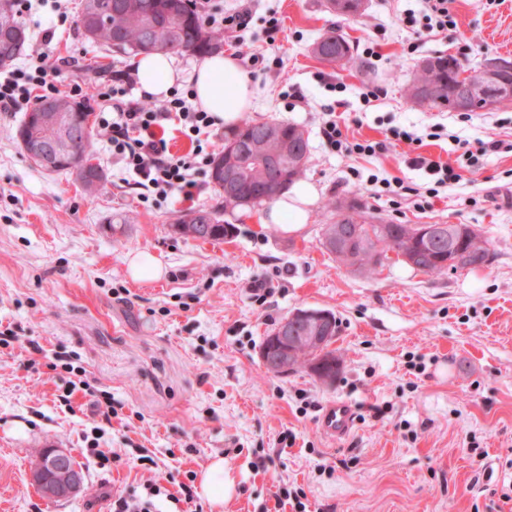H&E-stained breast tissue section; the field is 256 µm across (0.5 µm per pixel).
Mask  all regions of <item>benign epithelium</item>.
<instances>
[{"mask_svg":"<svg viewBox=\"0 0 512 512\" xmlns=\"http://www.w3.org/2000/svg\"><path fill=\"white\" fill-rule=\"evenodd\" d=\"M484 98L479 84L468 79L460 81L456 95L459 109H467ZM407 233L428 248L434 247L443 236L442 227L429 224L410 226ZM338 334L339 322L334 312L298 308L279 323L262 347L260 358L268 371L286 375L294 370L297 347L302 345L314 357L313 374L323 385L331 387L342 370V362L332 349ZM30 480L41 496L50 502L71 498L84 487L83 471L62 448L44 449L32 467Z\"/></svg>","mask_w":512,"mask_h":512,"instance_id":"7a95c632","label":"benign epithelium"}]
</instances>
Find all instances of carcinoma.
<instances>
[{"label":"carcinoma","instance_id":"obj_1","mask_svg":"<svg viewBox=\"0 0 512 512\" xmlns=\"http://www.w3.org/2000/svg\"><path fill=\"white\" fill-rule=\"evenodd\" d=\"M102 0H82L78 21L84 37L110 49L131 50L138 54L162 52L165 54L190 53L200 59L209 56L224 45V35L205 26L198 11L187 16L172 8L174 0H124L125 10L117 17L102 12ZM318 60L336 68H344L353 61L354 46L340 26L324 31L309 47ZM426 67L415 69L414 77L406 85L407 97L416 102L425 99L431 106L457 110L452 91L459 73L465 72L476 79L481 68L464 66L454 57L429 56L423 59ZM91 115L88 100L77 101L67 96L42 99L24 116L16 130V138L25 147L42 145L54 157V171L75 176L86 192L93 194L106 181L102 167L96 163L92 127L85 124ZM306 130L288 121H258L246 118L238 127L224 133V146L215 153L208 177L221 196L220 207L234 211L247 206L246 199L258 185H267L268 201L301 178L309 157V140ZM287 146V153L280 156V177L266 184L263 171L251 166L242 171L241 186L229 193L224 189V168L234 166L240 157L261 158L278 145ZM179 234L193 239L205 237L199 228L209 225L211 240L222 241L229 235L231 225L221 223L218 211L190 210L176 221ZM411 248V238L406 236L403 224H385L383 232L370 238H359L351 256L341 257L329 249L340 265L352 272L373 275L388 252ZM470 259L464 260L454 271L473 270L489 264L491 259L487 242L480 238L465 245Z\"/></svg>","mask_w":512,"mask_h":512}]
</instances>
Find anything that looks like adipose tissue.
Segmentation results:
<instances>
[{
  "label": "adipose tissue",
  "instance_id": "ef3b65f1",
  "mask_svg": "<svg viewBox=\"0 0 512 512\" xmlns=\"http://www.w3.org/2000/svg\"><path fill=\"white\" fill-rule=\"evenodd\" d=\"M142 91L160 97L177 78L173 59L163 53L140 55L136 63ZM197 101L222 123L236 124L243 112L253 107L255 89L251 78L235 56L216 53L192 73ZM316 189L312 184H295L277 199L266 221L283 224L285 232H300L307 223Z\"/></svg>",
  "mask_w": 512,
  "mask_h": 512
}]
</instances>
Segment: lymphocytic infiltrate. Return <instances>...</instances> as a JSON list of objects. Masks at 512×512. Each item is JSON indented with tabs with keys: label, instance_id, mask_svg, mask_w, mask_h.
I'll list each match as a JSON object with an SVG mask.
<instances>
[{
	"label": "lymphocytic infiltrate",
	"instance_id": "1",
	"mask_svg": "<svg viewBox=\"0 0 512 512\" xmlns=\"http://www.w3.org/2000/svg\"><path fill=\"white\" fill-rule=\"evenodd\" d=\"M454 0H421L420 10H404L403 23L419 27L423 35L442 34L455 30ZM62 70L59 66L39 60L33 67L10 72L0 81V111H8L17 99L30 98L34 91L55 94L59 91ZM112 105L99 117V125L108 135L112 155L134 173L148 195L165 198L179 192L190 194L196 188V177L210 162L209 139L215 132V118L196 101L192 90H171L163 104L150 99L134 100L128 89L111 91ZM178 123L193 148L184 156L172 155L157 128ZM321 134L327 145L341 155L375 156L386 152L383 141L352 142L343 133L336 118L323 121Z\"/></svg>",
	"mask_w": 512,
	"mask_h": 512
}]
</instances>
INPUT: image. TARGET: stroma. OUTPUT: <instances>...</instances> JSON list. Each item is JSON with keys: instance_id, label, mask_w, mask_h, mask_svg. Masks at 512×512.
I'll return each instance as SVG.
<instances>
[{"instance_id": "1", "label": "stroma", "mask_w": 512, "mask_h": 512, "mask_svg": "<svg viewBox=\"0 0 512 512\" xmlns=\"http://www.w3.org/2000/svg\"><path fill=\"white\" fill-rule=\"evenodd\" d=\"M240 5L251 17L244 45L229 38L224 49L244 63L262 54L267 64L251 75L259 95L248 118L309 132L305 180L317 195L297 234L256 224L249 209L221 214L234 227L223 241L177 234L181 213L217 205L207 175L193 199L141 200L98 131L108 181L90 196L72 176L27 158L15 131L30 103L0 112V325L16 333L0 346V512H110L118 497L151 483L177 492L216 457L237 479L232 499L217 510L200 495L190 503L169 496L160 512H275L284 485L303 491L305 512H512V153L477 156L426 210L364 182L375 173L424 189L429 176L407 157L453 163L459 141H512V101L463 122L404 94L418 60L460 55L466 42L465 65L512 60V0H455L456 31L432 37L395 22L415 0H366L341 21L324 0H196L201 11ZM274 12L282 29L271 39ZM55 18L50 0L24 17L27 51L63 62L69 82L99 90L132 69L133 54L91 45L75 25L43 43ZM335 22L354 46L343 70L308 51ZM370 46L378 54L369 59ZM336 82L343 92L331 91ZM363 83L383 90L367 108ZM330 105L350 140L386 138L387 152H332L319 134ZM437 123L439 139L429 135ZM399 128L421 145L391 139ZM354 196L394 224L471 225L488 239L491 262L431 276L393 258L375 277L348 273L319 243L328 221L321 204ZM128 215L133 223L123 224ZM140 253L161 265L159 278L130 277ZM260 281L272 289L263 302L253 290ZM300 307L331 310L340 322L334 348L343 367L333 387L303 368L271 374L260 361L266 336ZM64 351L84 368L87 390H70L69 373L55 367ZM102 390L114 399L108 417L90 404ZM336 397L384 414L327 437L319 416ZM94 443L111 454L107 466L89 455ZM50 446L81 464L77 497L47 502L32 485L31 466Z\"/></svg>"}]
</instances>
